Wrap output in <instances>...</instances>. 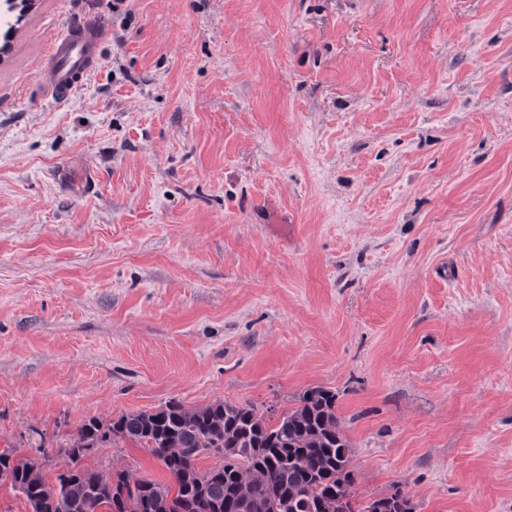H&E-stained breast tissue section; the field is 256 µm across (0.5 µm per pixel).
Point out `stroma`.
Here are the masks:
<instances>
[{
    "mask_svg": "<svg viewBox=\"0 0 512 512\" xmlns=\"http://www.w3.org/2000/svg\"><path fill=\"white\" fill-rule=\"evenodd\" d=\"M100 20L94 74L37 69ZM0 56V450L336 394L358 502L512 512V0H30ZM89 466L167 481L109 440ZM101 30L96 24L69 25L50 47L37 74L50 101L69 100L88 80L96 68Z\"/></svg>",
    "mask_w": 512,
    "mask_h": 512,
    "instance_id": "obj_1",
    "label": "stroma"
}]
</instances>
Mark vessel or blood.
Returning <instances> with one entry per match:
<instances>
[{
  "mask_svg": "<svg viewBox=\"0 0 512 512\" xmlns=\"http://www.w3.org/2000/svg\"><path fill=\"white\" fill-rule=\"evenodd\" d=\"M101 28L96 24L67 26L50 48L38 72L48 99L64 102L82 87L96 68Z\"/></svg>",
  "mask_w": 512,
  "mask_h": 512,
  "instance_id": "b4317fda",
  "label": "vessel or blood"
}]
</instances>
